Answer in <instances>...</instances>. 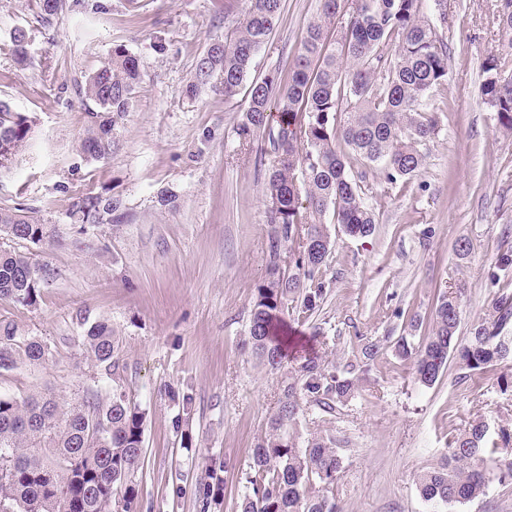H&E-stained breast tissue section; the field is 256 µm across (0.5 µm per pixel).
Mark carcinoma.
Returning <instances> with one entry per match:
<instances>
[{
    "label": "carcinoma",
    "mask_w": 512,
    "mask_h": 512,
    "mask_svg": "<svg viewBox=\"0 0 512 512\" xmlns=\"http://www.w3.org/2000/svg\"><path fill=\"white\" fill-rule=\"evenodd\" d=\"M445 0H320L288 73L274 70L249 78L258 52L269 43L282 12V0H225L224 38L199 58L189 94L209 87L233 97L251 80L239 135L261 134L260 153L271 157L265 179L268 278L256 288L249 336L252 352L272 371L283 368L275 329L289 304L313 310L325 294L321 269L332 247L331 222L351 236L368 237L377 224L366 202L355 166H381L388 182H407L425 160L422 147L436 134V113L423 108L433 89L448 79V23ZM37 15L51 23L66 0H36ZM498 41L512 48V0H499ZM30 36L10 35L16 59H28ZM482 95L498 123L512 130V74L501 58L484 64ZM141 83L137 58L124 46L86 77L85 96L95 104L80 150L90 161L106 160L118 144L114 132ZM33 117L0 101V170L26 147ZM74 236L102 224H128L125 201L106 190L74 197L66 212ZM42 248L61 246L66 232L44 224L21 207H0V239ZM295 272L281 278L278 262L286 244ZM31 253L0 245V302L23 307L38 303L46 279ZM462 292L437 293L428 341L418 347L402 336L398 355L413 362L418 381L430 386L459 360L469 373L512 359L499 347L512 322V296L502 295L458 344ZM82 344L106 378L120 376L112 325L105 319H79ZM54 356L46 341L20 336L0 319V371L39 366ZM347 372L318 356L284 373L279 404L258 440L244 473L239 512H342L335 485L343 459L323 438L305 442L290 432L310 406L332 413L355 396ZM144 413L119 388L103 401L91 392L61 402L49 390L0 396V512H135L138 489L131 476L142 456ZM501 455V476L512 478V432L498 440L475 421L452 437L448 453L417 477L420 495L437 507H453L487 494L490 472L485 456ZM229 462L209 469L195 495L200 512L218 505L224 494L221 473Z\"/></svg>",
    "instance_id": "cac0c4a2"
}]
</instances>
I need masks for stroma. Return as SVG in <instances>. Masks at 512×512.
Here are the masks:
<instances>
[{
    "instance_id": "stroma-1",
    "label": "stroma",
    "mask_w": 512,
    "mask_h": 512,
    "mask_svg": "<svg viewBox=\"0 0 512 512\" xmlns=\"http://www.w3.org/2000/svg\"><path fill=\"white\" fill-rule=\"evenodd\" d=\"M496 0H448V80L427 101L439 118L420 173L388 184L368 169L361 184L378 224L365 238L338 226L322 268L326 295L309 316H284L294 349L351 368L358 393L335 412L300 415V439L330 438L344 459L336 499L344 512H435L416 477L435 466L448 440L476 420L489 437L512 431V362L480 381L464 378L449 358L426 387L393 343H425L436 289L464 291L460 342L492 302L512 295V270L496 271L512 251V131L484 103L488 55H512L495 37ZM319 0H282L275 35L256 70L287 68ZM30 35L29 61L19 64L14 28ZM224 36V0H84L51 25L33 0H0V100L34 115L29 145L0 172V207L62 219L73 197L112 190L132 223L99 226L79 243L34 248L56 276L37 306L0 305V319L55 351L52 361L0 374V394L49 388L68 399L107 396L110 380L87 359L80 314L108 320L118 341L120 383L145 414L143 453L132 480L140 512H199L195 485L212 461L229 460L224 495L214 512H236L240 477L278 405L279 373L247 344L256 288L267 277L266 165L245 150L238 128L246 92L233 99L207 89L187 95L196 63ZM140 62L143 81L118 128L110 159L85 161L80 140L92 103L86 76L108 62L114 46ZM178 206H159L162 191ZM470 243L467 256L455 250ZM419 318L420 327L410 325ZM379 346L363 357L360 345ZM195 399L178 422L171 392Z\"/></svg>"
}]
</instances>
